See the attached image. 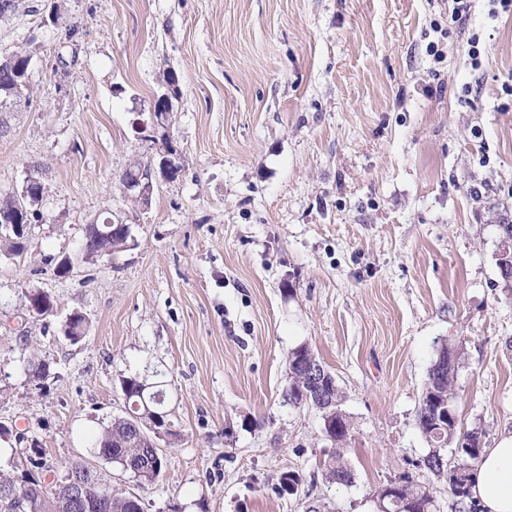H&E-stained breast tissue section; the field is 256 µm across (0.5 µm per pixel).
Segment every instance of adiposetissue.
Masks as SVG:
<instances>
[{
	"label": "adipose tissue",
	"mask_w": 512,
	"mask_h": 512,
	"mask_svg": "<svg viewBox=\"0 0 512 512\" xmlns=\"http://www.w3.org/2000/svg\"><path fill=\"white\" fill-rule=\"evenodd\" d=\"M471 494L483 512H512V436L482 455Z\"/></svg>",
	"instance_id": "adipose-tissue-1"
}]
</instances>
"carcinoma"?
Segmentation results:
<instances>
[{"mask_svg": "<svg viewBox=\"0 0 512 512\" xmlns=\"http://www.w3.org/2000/svg\"><path fill=\"white\" fill-rule=\"evenodd\" d=\"M29 53L19 50L13 53V65L8 69H0V107L10 100L22 95L30 94V89L24 87L27 79L23 78L24 65L27 64ZM110 235L100 239H83L79 247L82 261L90 263L98 260L101 250L119 253L133 246L130 228L123 224H114L108 228ZM25 227L22 224H12L8 228L7 251L10 254L18 253L24 249ZM461 355L456 346L441 344L438 355L428 371L427 382L422 391L417 425L422 435L431 433L435 437L443 439L446 445L454 446V452L458 458L469 468H474L479 461L482 446L478 433L472 431L466 434L458 433V423L441 416L438 411V403L445 401L451 412H456L454 381L459 367ZM321 362V359L307 345H300L293 349L288 356L289 384L286 391L288 402L299 406L303 403L304 393L312 390L313 384L305 376L303 371L294 366V362H306L308 360ZM139 380L135 377H127L121 380V389L127 402L126 412L112 418L110 423L103 428L96 438L95 448L97 457L113 463L119 467L132 459L140 465L137 472L131 476L140 483L153 482L161 472L164 460L162 456H154L152 444L148 443L149 436L156 428H163L170 423L169 413L162 409L165 395L160 389L142 396L138 393ZM349 420L345 417L339 422H331L330 426L323 427L325 437L334 445L341 448L349 439ZM31 468L26 470L21 481L11 477H0V489L10 491V496L5 497L0 493V512H17V501L24 503L23 512H57L58 501L65 496V488L56 487V492L40 497L35 492L39 486L38 477L34 471H49L43 454L38 448H31V454L27 457ZM425 467L436 477H441L448 482V489L455 499L454 505L458 509H466L468 512H476V504L470 500L469 488L456 491V481L452 475V466L439 461L438 458H427ZM69 471L75 474H86L91 481V492L87 508L84 512H143L140 502L131 501L125 494L109 491L99 485L97 471L86 464H74ZM326 479L331 482L339 478L352 479L351 471L341 464L336 457H331L326 464ZM405 481L404 491L411 495L408 507L402 512H434L435 504L429 492L412 481V477H403Z\"/></svg>", "mask_w": 512, "mask_h": 512, "instance_id": "carcinoma-1", "label": "carcinoma"}]
</instances>
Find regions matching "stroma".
Instances as JSON below:
<instances>
[{
	"instance_id": "obj_1",
	"label": "stroma",
	"mask_w": 512,
	"mask_h": 512,
	"mask_svg": "<svg viewBox=\"0 0 512 512\" xmlns=\"http://www.w3.org/2000/svg\"><path fill=\"white\" fill-rule=\"evenodd\" d=\"M0 56H31L32 92L0 112V194L45 186L20 255H0V472L24 448L94 466L144 512H377L411 474L454 512L417 427L441 343L461 350L460 427L512 435V13L472 0H16ZM76 22L66 40L54 12ZM479 36L481 68L468 40ZM438 43L441 59L428 53ZM175 72L182 166L140 209L121 176L157 158L151 110ZM112 212L134 247L66 277L85 226ZM50 295L51 313L28 310ZM78 312L89 327L64 334ZM308 345L342 391L350 484L331 483L319 413L288 403ZM43 361V378L27 371ZM163 385L178 436L140 483L97 459L121 381ZM287 470L297 494L274 485Z\"/></svg>"
}]
</instances>
